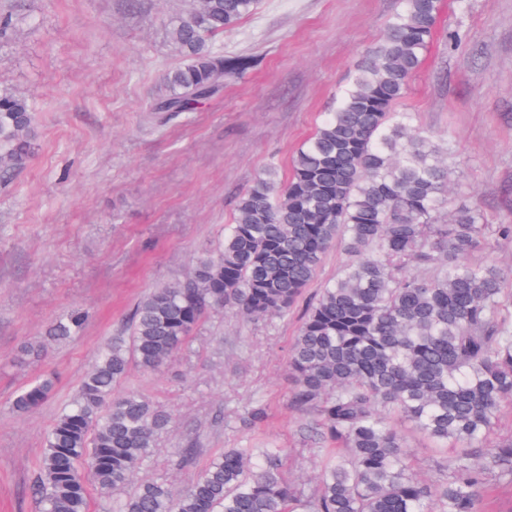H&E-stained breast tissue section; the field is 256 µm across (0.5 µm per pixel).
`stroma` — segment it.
<instances>
[{
  "label": "stroma",
  "instance_id": "obj_1",
  "mask_svg": "<svg viewBox=\"0 0 512 512\" xmlns=\"http://www.w3.org/2000/svg\"><path fill=\"white\" fill-rule=\"evenodd\" d=\"M193 0H0V91L36 105V146L0 178V512H38L32 493L44 436L111 336L125 333L152 288L187 278L231 224L237 196L269 163L290 160L349 82L361 50L379 41L398 0H260L217 38L225 54L261 56L196 111L168 123L148 107L181 58L169 19ZM436 41L398 104L417 131L451 137L452 194L437 215L479 206L486 223H512V0H443ZM88 315L81 333L46 343L69 310ZM301 306L254 322L206 315L187 346L158 371L131 369L134 390L172 421L137 481L182 489L194 473L175 464L194 443L200 462L224 448H289L288 477L315 486L318 418L291 404L288 348ZM41 356L20 357L25 345ZM52 375L47 402L14 412L17 390ZM269 418H243L254 402ZM421 478L435 481L438 453L392 417Z\"/></svg>",
  "mask_w": 512,
  "mask_h": 512
}]
</instances>
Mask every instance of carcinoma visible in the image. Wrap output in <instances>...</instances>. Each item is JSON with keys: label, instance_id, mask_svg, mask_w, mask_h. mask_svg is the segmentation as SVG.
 Instances as JSON below:
<instances>
[{"label": "carcinoma", "instance_id": "obj_1", "mask_svg": "<svg viewBox=\"0 0 512 512\" xmlns=\"http://www.w3.org/2000/svg\"><path fill=\"white\" fill-rule=\"evenodd\" d=\"M258 4L198 0L171 18L182 61L165 72L149 111L168 122L260 68L261 57L215 45ZM441 8L442 0H401L385 37L362 52L335 107L296 151L289 177L265 169L190 280L137 303L128 335L104 346L46 433L33 486L39 512H89L91 485L126 490L113 512H480L488 474L512 479V438L489 443L512 403V275L489 258L471 260L491 236L512 240V224H485L466 205L438 223L454 145L412 133L411 115L393 111L438 34ZM34 111L28 97L0 94V173L32 153ZM335 245L350 260L308 305L288 367L294 407L316 412L324 442L350 454L317 449L312 491L288 480L286 448H226L177 493L165 482L133 483L170 414L135 391L117 393L130 366L149 372L170 361L210 311L252 320L288 313ZM412 263L428 276L409 275ZM85 322L73 310L47 338L64 341ZM52 389L36 380L12 409L37 408ZM392 415L452 446L436 463L438 483L413 472ZM196 463V448L178 449L179 468Z\"/></svg>", "mask_w": 512, "mask_h": 512}]
</instances>
